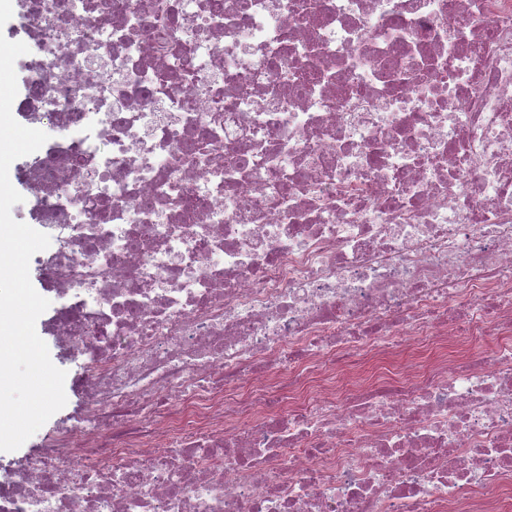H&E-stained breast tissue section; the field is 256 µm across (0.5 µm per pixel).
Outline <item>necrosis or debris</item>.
I'll return each mask as SVG.
<instances>
[{
    "instance_id": "4bbe7bcc",
    "label": "necrosis or debris",
    "mask_w": 512,
    "mask_h": 512,
    "mask_svg": "<svg viewBox=\"0 0 512 512\" xmlns=\"http://www.w3.org/2000/svg\"><path fill=\"white\" fill-rule=\"evenodd\" d=\"M22 12L83 402L0 512H504L512 0Z\"/></svg>"
}]
</instances>
